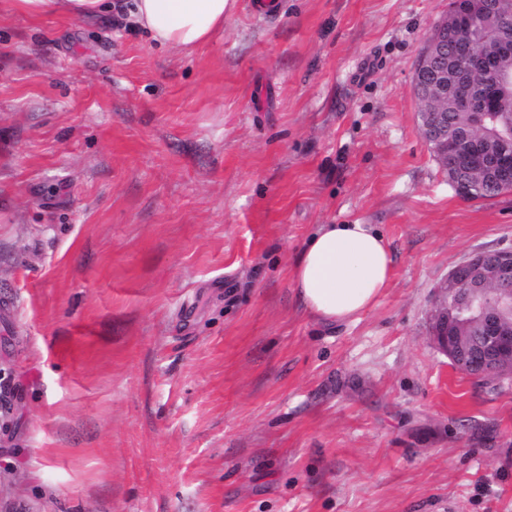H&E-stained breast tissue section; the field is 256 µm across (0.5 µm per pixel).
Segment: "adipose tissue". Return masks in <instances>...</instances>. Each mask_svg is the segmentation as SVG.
Masks as SVG:
<instances>
[{
  "label": "adipose tissue",
  "mask_w": 512,
  "mask_h": 512,
  "mask_svg": "<svg viewBox=\"0 0 512 512\" xmlns=\"http://www.w3.org/2000/svg\"><path fill=\"white\" fill-rule=\"evenodd\" d=\"M7 10L33 18L65 15L93 23L112 12L163 47L187 53L224 27L231 0H0ZM392 257L370 224H321L292 266L297 295L308 314L333 326L358 320L391 278Z\"/></svg>",
  "instance_id": "ef3b65f1"
}]
</instances>
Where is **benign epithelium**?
<instances>
[{
	"label": "benign epithelium",
	"instance_id": "obj_1",
	"mask_svg": "<svg viewBox=\"0 0 512 512\" xmlns=\"http://www.w3.org/2000/svg\"><path fill=\"white\" fill-rule=\"evenodd\" d=\"M470 29L488 23L512 28V0H477L474 9L434 25L437 37L429 61L417 65L413 83L418 100L451 91L459 108L471 113L494 111V99L512 105V85L495 73L493 61L460 40L448 49V24ZM420 131L448 166L453 159L464 174L478 173L489 185L512 183V142L489 148L465 133H451L448 113L420 112ZM442 299L431 313V334L450 364L477 380L503 385L512 381V248L484 251L453 267L440 286Z\"/></svg>",
	"mask_w": 512,
	"mask_h": 512
}]
</instances>
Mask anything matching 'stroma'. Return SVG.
<instances>
[{"instance_id":"1","label":"stroma","mask_w":512,"mask_h":512,"mask_svg":"<svg viewBox=\"0 0 512 512\" xmlns=\"http://www.w3.org/2000/svg\"><path fill=\"white\" fill-rule=\"evenodd\" d=\"M448 0H234L192 55L0 14V512H512V387L435 345L439 285L512 247L455 195L414 70ZM389 288L303 312L320 224ZM392 257L372 224H320L292 266L297 295L308 314L329 325L358 320L391 278Z\"/></svg>"}]
</instances>
